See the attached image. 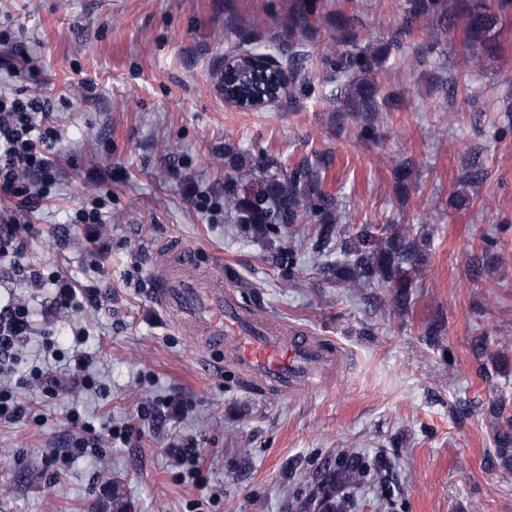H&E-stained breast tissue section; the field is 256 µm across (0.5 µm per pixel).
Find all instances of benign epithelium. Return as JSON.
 Returning a JSON list of instances; mask_svg holds the SVG:
<instances>
[{
	"mask_svg": "<svg viewBox=\"0 0 512 512\" xmlns=\"http://www.w3.org/2000/svg\"><path fill=\"white\" fill-rule=\"evenodd\" d=\"M248 57L255 60L250 75L253 91L247 95L231 83L242 55H230L224 58L223 95H231L225 102L242 110L253 111L271 104L280 96L287 86L288 73L281 62L269 53H250Z\"/></svg>",
	"mask_w": 512,
	"mask_h": 512,
	"instance_id": "7a95c632",
	"label": "benign epithelium"
}]
</instances>
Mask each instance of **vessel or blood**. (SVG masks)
<instances>
[{
  "label": "vessel or blood",
  "mask_w": 512,
  "mask_h": 512,
  "mask_svg": "<svg viewBox=\"0 0 512 512\" xmlns=\"http://www.w3.org/2000/svg\"><path fill=\"white\" fill-rule=\"evenodd\" d=\"M155 301L174 324L196 327L206 347L229 350L238 379L264 393L315 389L342 362L333 345L252 310L215 274H161Z\"/></svg>",
  "instance_id": "obj_1"
}]
</instances>
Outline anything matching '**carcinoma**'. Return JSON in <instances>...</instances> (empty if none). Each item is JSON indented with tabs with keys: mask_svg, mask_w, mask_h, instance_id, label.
Listing matches in <instances>:
<instances>
[{
	"mask_svg": "<svg viewBox=\"0 0 512 512\" xmlns=\"http://www.w3.org/2000/svg\"><path fill=\"white\" fill-rule=\"evenodd\" d=\"M411 20L422 26L452 32L457 21H464L467 43L484 44L493 39L498 26L512 17V0H412ZM302 53L293 50L288 55L290 83L306 85L310 75L301 63ZM373 56L365 52L336 56V69L359 79L340 89L352 112H376L379 108L378 88L367 79ZM331 197L322 190V167L302 161L289 167L276 166L265 193L252 200L240 199L232 185L224 189V209L230 216L240 215L242 221L259 238L286 237L295 224L315 220L320 239L341 238L345 226L335 222ZM381 245L375 249L349 248L343 259L329 266L336 287L355 296L373 282L395 289L393 311H401L410 302L411 282L403 266L413 264L418 245L408 227L385 225L381 229ZM498 458L506 469H512V434L500 431L495 437ZM370 469L364 456L342 451L321 471L319 479L308 490L298 508L307 512H354L358 490L364 487Z\"/></svg>",
	"mask_w": 512,
	"mask_h": 512,
	"instance_id": "1",
	"label": "carcinoma"
}]
</instances>
